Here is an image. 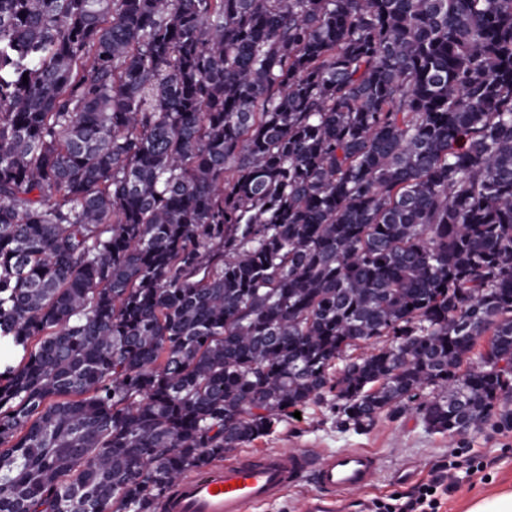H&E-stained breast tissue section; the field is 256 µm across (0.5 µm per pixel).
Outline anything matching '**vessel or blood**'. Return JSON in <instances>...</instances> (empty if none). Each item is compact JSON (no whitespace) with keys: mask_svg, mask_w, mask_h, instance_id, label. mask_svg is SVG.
I'll return each instance as SVG.
<instances>
[{"mask_svg":"<svg viewBox=\"0 0 512 512\" xmlns=\"http://www.w3.org/2000/svg\"><path fill=\"white\" fill-rule=\"evenodd\" d=\"M378 469V458L361 449L237 453L183 478L164 499L162 512H254L307 478L318 494L305 504V512H332L336 500L369 488Z\"/></svg>","mask_w":512,"mask_h":512,"instance_id":"obj_1","label":"vessel or blood"}]
</instances>
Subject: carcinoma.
Masks as SVG:
<instances>
[{"mask_svg":"<svg viewBox=\"0 0 512 512\" xmlns=\"http://www.w3.org/2000/svg\"><path fill=\"white\" fill-rule=\"evenodd\" d=\"M0 341V512H160L327 393L511 432L512 0H0Z\"/></svg>","mask_w":512,"mask_h":512,"instance_id":"cac0c4a2","label":"carcinoma"}]
</instances>
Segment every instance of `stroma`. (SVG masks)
Listing matches in <instances>:
<instances>
[{
	"mask_svg": "<svg viewBox=\"0 0 512 512\" xmlns=\"http://www.w3.org/2000/svg\"><path fill=\"white\" fill-rule=\"evenodd\" d=\"M331 404L325 398L304 407L300 417L283 418L251 448L286 452L310 444L326 453L359 448L375 454L380 462L375 483L337 502L335 512H365L373 500L413 492L433 479L435 467L452 452L481 457L488 468L482 476H461L457 487L443 494L440 512H465L479 496L512 491V432L486 425L450 437L427 430L413 412L400 417L381 414L368 431L355 432L340 427Z\"/></svg>",
	"mask_w": 512,
	"mask_h": 512,
	"instance_id": "obj_1",
	"label": "stroma"
}]
</instances>
